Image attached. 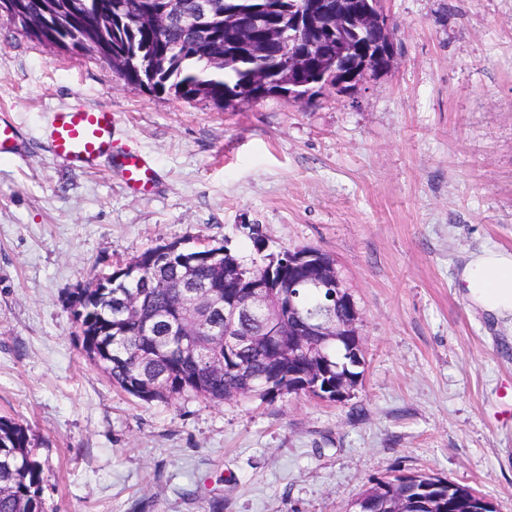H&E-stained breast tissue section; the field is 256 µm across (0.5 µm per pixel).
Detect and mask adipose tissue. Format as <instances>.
Returning <instances> with one entry per match:
<instances>
[{
	"mask_svg": "<svg viewBox=\"0 0 512 512\" xmlns=\"http://www.w3.org/2000/svg\"><path fill=\"white\" fill-rule=\"evenodd\" d=\"M457 279L470 309L512 323V252L487 248L470 253Z\"/></svg>",
	"mask_w": 512,
	"mask_h": 512,
	"instance_id": "1",
	"label": "adipose tissue"
}]
</instances>
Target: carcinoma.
Returning a JSON list of instances; mask_svg holds the SVG:
<instances>
[{"mask_svg": "<svg viewBox=\"0 0 512 512\" xmlns=\"http://www.w3.org/2000/svg\"><path fill=\"white\" fill-rule=\"evenodd\" d=\"M24 14L37 23L49 20L42 28V42L50 36L70 39L69 51H79L84 28L99 14L112 17L110 27L97 37L112 51V67L124 80L154 94H169L193 100L203 96L217 105L227 97L263 100L278 94L268 82L264 59L247 61L235 52L224 53V67L215 69L207 59L212 46L224 49L231 44V33L224 30L229 16L260 9L271 22L288 24V16L307 11L311 0H214L218 4L215 41L173 18L167 27L154 32L129 24V17L141 9L157 7L158 0H69L50 4L48 0H19ZM159 244L145 250L142 262L129 265V280L105 292L92 279L77 292L74 315L81 317L82 350L88 360L101 368L112 385L145 401H166L184 393L222 403L240 391L245 378L257 383L261 397L273 390L288 389L305 372L302 359L277 357L278 341L259 335V325L246 320L239 326L244 336L253 340L228 352L224 337L197 336V348H189L188 336L167 335V324L157 316L176 308L181 289L174 287L187 272L198 285L214 279L215 268L208 264L186 267L178 259L161 252ZM163 262V272L171 287L156 279V264ZM299 308L315 310L326 303V295L315 288H296ZM330 375L336 366L350 363L348 348L341 342L328 341L321 347ZM28 430L17 422L0 417V448L11 452L8 461H0V512H44L41 498V469L32 457ZM390 496L370 490L361 494L358 512H387L388 499L405 501L410 506L415 497L439 499L448 505V487L418 492L415 484L397 477L387 480Z\"/></svg>", "mask_w": 512, "mask_h": 512, "instance_id": "carcinoma-1", "label": "carcinoma"}]
</instances>
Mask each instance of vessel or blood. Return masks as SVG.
<instances>
[{
	"instance_id": "b4317fda",
	"label": "vessel or blood",
	"mask_w": 512,
	"mask_h": 512,
	"mask_svg": "<svg viewBox=\"0 0 512 512\" xmlns=\"http://www.w3.org/2000/svg\"><path fill=\"white\" fill-rule=\"evenodd\" d=\"M112 122V113L105 108L62 110L52 114L44 134L59 161L90 168L103 160L119 158L125 187L133 193H150L157 183L153 163L143 154L116 153Z\"/></svg>"
}]
</instances>
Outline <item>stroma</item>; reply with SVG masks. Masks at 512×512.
I'll list each match as a JSON object with an SVG mask.
<instances>
[{
	"mask_svg": "<svg viewBox=\"0 0 512 512\" xmlns=\"http://www.w3.org/2000/svg\"><path fill=\"white\" fill-rule=\"evenodd\" d=\"M398 55L352 95L233 106L155 95L91 52L0 19V417L27 428L45 512H349L374 480L425 472L512 512V324L469 311L465 257L512 251V0H388ZM111 110L116 168L61 164L49 113ZM311 247L360 312L351 397L143 401L82 353L70 302L166 242L251 255Z\"/></svg>",
	"mask_w": 512,
	"mask_h": 512,
	"instance_id": "35a3bbf8",
	"label": "stroma"
}]
</instances>
